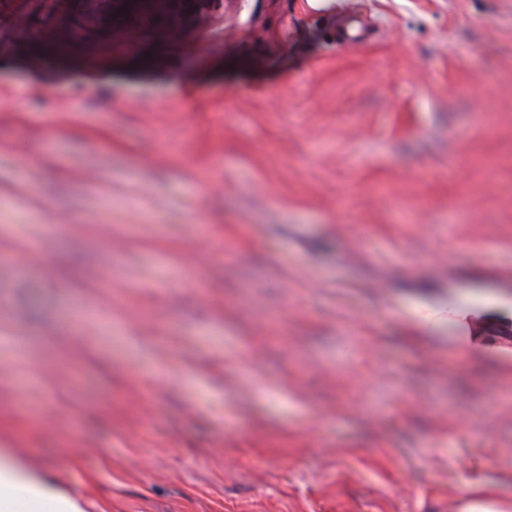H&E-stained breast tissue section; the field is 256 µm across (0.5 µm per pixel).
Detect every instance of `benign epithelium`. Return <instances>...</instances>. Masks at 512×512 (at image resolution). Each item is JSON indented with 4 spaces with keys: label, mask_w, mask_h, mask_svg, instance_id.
Listing matches in <instances>:
<instances>
[{
    "label": "benign epithelium",
    "mask_w": 512,
    "mask_h": 512,
    "mask_svg": "<svg viewBox=\"0 0 512 512\" xmlns=\"http://www.w3.org/2000/svg\"><path fill=\"white\" fill-rule=\"evenodd\" d=\"M42 4L52 36L67 43L78 31L113 41L132 25L150 28L165 39L198 27L222 0H42ZM125 8L128 12L116 14Z\"/></svg>",
    "instance_id": "7a95c632"
}]
</instances>
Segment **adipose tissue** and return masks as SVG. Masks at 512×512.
Returning <instances> with one entry per match:
<instances>
[{
  "label": "adipose tissue",
  "mask_w": 512,
  "mask_h": 512,
  "mask_svg": "<svg viewBox=\"0 0 512 512\" xmlns=\"http://www.w3.org/2000/svg\"><path fill=\"white\" fill-rule=\"evenodd\" d=\"M0 512H82L53 479L0 448Z\"/></svg>",
  "instance_id": "ef3b65f1"
}]
</instances>
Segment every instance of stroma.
Masks as SVG:
<instances>
[{"mask_svg":"<svg viewBox=\"0 0 512 512\" xmlns=\"http://www.w3.org/2000/svg\"><path fill=\"white\" fill-rule=\"evenodd\" d=\"M32 4L0 448L84 512H512V0H224L59 60Z\"/></svg>","mask_w":512,"mask_h":512,"instance_id":"stroma-1","label":"stroma"}]
</instances>
